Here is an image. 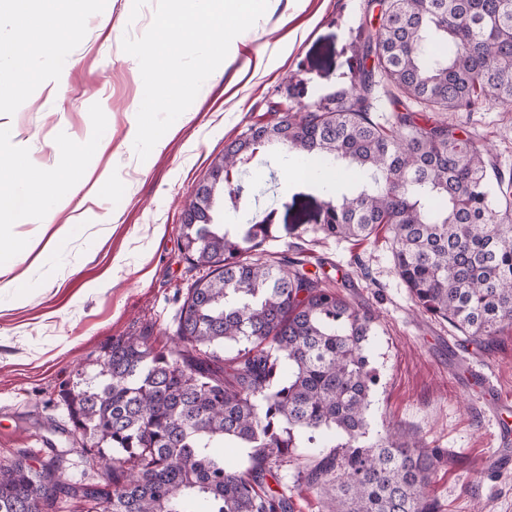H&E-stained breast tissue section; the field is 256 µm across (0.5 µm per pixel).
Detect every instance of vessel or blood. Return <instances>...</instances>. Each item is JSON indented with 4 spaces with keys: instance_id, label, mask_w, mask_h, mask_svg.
<instances>
[{
    "instance_id": "vessel-or-blood-1",
    "label": "vessel or blood",
    "mask_w": 512,
    "mask_h": 512,
    "mask_svg": "<svg viewBox=\"0 0 512 512\" xmlns=\"http://www.w3.org/2000/svg\"><path fill=\"white\" fill-rule=\"evenodd\" d=\"M467 383L480 384L486 412L494 424L492 449L483 465L488 472L512 469V395L505 393L497 382L489 379L481 369L471 368Z\"/></svg>"
}]
</instances>
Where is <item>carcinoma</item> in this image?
Masks as SVG:
<instances>
[{
	"mask_svg": "<svg viewBox=\"0 0 512 512\" xmlns=\"http://www.w3.org/2000/svg\"><path fill=\"white\" fill-rule=\"evenodd\" d=\"M381 28L359 42L350 87L252 125L211 163L185 209L182 250L210 270L188 289L176 348L142 336L106 345L92 376L61 391L81 453L103 485L66 481L60 457L0 465V512H294L272 489L284 467L328 492L331 512H437L431 483L448 452L389 433L366 445L376 374L375 316L321 285L304 260L251 258L271 224L214 223L219 170L272 143L336 165L348 180L293 196V230L366 240L391 232L395 269L421 311L481 348L512 329V176L490 180L483 155L439 112L512 104V0H379ZM397 104L381 123L373 100ZM344 442L308 468L299 448ZM250 449L249 466L218 449Z\"/></svg>",
	"mask_w": 512,
	"mask_h": 512,
	"instance_id": "carcinoma-1",
	"label": "carcinoma"
}]
</instances>
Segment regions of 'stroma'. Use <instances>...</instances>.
Here are the masks:
<instances>
[{
  "instance_id": "1",
  "label": "stroma",
  "mask_w": 512,
  "mask_h": 512,
  "mask_svg": "<svg viewBox=\"0 0 512 512\" xmlns=\"http://www.w3.org/2000/svg\"><path fill=\"white\" fill-rule=\"evenodd\" d=\"M155 4L83 0L84 25L63 46V88L30 85L22 102L0 89V126L11 135L0 144V165L9 164L15 142L27 147L33 164L49 169L74 152L91 179L109 180L103 192L82 190L61 210L47 201L32 223L0 230V252L9 253L19 238L35 251L0 272V460L24 451L39 463L54 453L63 459V478L82 474L90 483L104 482L106 475L86 471L60 391L91 369L113 338L170 344L188 288L206 273L186 259L181 236L183 210L211 162L248 127L271 121L268 103L298 109L349 87L356 78L360 27L381 25L376 0H305L300 8L294 0H273L247 30L238 62L216 69L142 160L131 129L143 82L137 60L121 42L146 32ZM283 43L292 49L278 67L257 64L259 53ZM247 58L253 64L241 70ZM446 118L466 129L491 166L512 174V105ZM302 164L279 146L260 150L232 176L243 189L239 207L220 196L218 223L268 218L280 227L293 194L321 179L314 171L292 180ZM65 223L68 236L57 241L55 230ZM389 238L384 229L354 242L280 228L265 248L303 252L308 270L328 287H344L349 300L375 312L370 355L377 384L367 442L395 429L447 449L448 462L431 487L439 512H512V471L490 476L482 466L492 425L477 397L462 395L453 381L448 346L458 342V333L418 312L394 267ZM467 356L512 392V331L489 347L468 346Z\"/></svg>"
}]
</instances>
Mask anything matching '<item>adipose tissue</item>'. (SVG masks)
<instances>
[{"label":"adipose tissue","mask_w":512,"mask_h":512,"mask_svg":"<svg viewBox=\"0 0 512 512\" xmlns=\"http://www.w3.org/2000/svg\"><path fill=\"white\" fill-rule=\"evenodd\" d=\"M81 0H0V7L13 16L18 44L24 51L10 69H0V85H6L17 99H25L32 83L61 84L66 78L62 68L45 73L27 69L23 57L56 53L57 41L82 26L79 12ZM81 184V167L71 163L63 170L34 167L25 146H17L13 163L0 170V219L19 220L42 211L48 199H59L68 205L70 194Z\"/></svg>","instance_id":"obj_1"}]
</instances>
